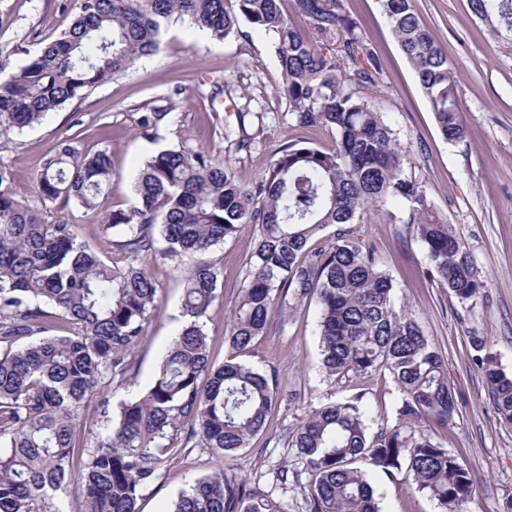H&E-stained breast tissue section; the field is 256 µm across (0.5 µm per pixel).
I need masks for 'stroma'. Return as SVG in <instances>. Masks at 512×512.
<instances>
[{"instance_id": "stroma-1", "label": "stroma", "mask_w": 512, "mask_h": 512, "mask_svg": "<svg viewBox=\"0 0 512 512\" xmlns=\"http://www.w3.org/2000/svg\"><path fill=\"white\" fill-rule=\"evenodd\" d=\"M422 21L445 48L457 81L465 137L442 138L413 68L400 50L377 0H345L359 22L360 45L380 63L375 102L397 132L408 159L406 170L427 191L436 213L470 247L486 284L483 301L460 305L447 289L424 278L427 251L410 225L388 223L375 209L354 224V239L377 249L381 268L391 277L396 312L415 320L444 360L456 410L442 427L425 421L423 430L464 461L476 485L464 512H512V426L496 413L483 372L474 363L472 337L483 338L500 367L512 373V50L475 17L469 0H414ZM77 0H0V62L8 69L26 63L69 27ZM241 35L216 40L189 23L175 21L159 51L128 75L92 89L23 132L0 134V163L12 170L16 198L45 205L49 217H65L80 241L103 257L112 245L100 233L102 213L128 207L142 160L161 149H202L229 160L238 180L251 185L266 171L276 150L288 142L329 150L336 134L323 126L300 127L279 93L281 69L265 32L242 24ZM169 109L156 137L139 135L138 121L148 107ZM259 132L251 151H236L226 133ZM78 148H112L114 175L98 211L77 204L58 209L43 204L38 178L45 160L63 141ZM248 241H228L206 254L221 272L223 297L204 316L212 359L223 362L225 337L235 303L247 283ZM159 284L157 309L133 353L132 378L114 392L115 400L135 399L150 386L172 337L182 327V287L170 261H151ZM319 306L311 300L288 318L273 316L245 361L259 370H276L279 399L266 430L234 460V475L249 487L270 493L281 512H308V475L280 485L279 468L295 469L294 449L276 435L304 420L309 405L346 402L360 396L367 422L378 429L393 419L400 394L383 373L342 380L320 368L317 336ZM206 448H188L170 459L161 477L143 491L139 512H167L195 478L222 466ZM379 512H440L427 494L409 490L404 475L367 472Z\"/></svg>"}]
</instances>
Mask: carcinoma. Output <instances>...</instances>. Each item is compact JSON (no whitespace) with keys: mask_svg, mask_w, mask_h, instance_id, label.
<instances>
[{"mask_svg":"<svg viewBox=\"0 0 512 512\" xmlns=\"http://www.w3.org/2000/svg\"><path fill=\"white\" fill-rule=\"evenodd\" d=\"M284 0H79L60 35L10 72L0 65V128L23 131L94 87L127 74L154 54L174 17L217 39L246 22L271 38L282 90L298 126L336 132V147L282 145L248 187L229 161L192 149L146 157L126 209L100 225L121 262L105 261L78 241L74 225L16 199L12 172L0 166V512H59L55 493L68 490L78 512H139L142 492L170 459L209 448L224 467L195 479L169 512H280L269 495L229 474L231 461L263 432L277 398L274 373L240 361L267 331L274 311L289 314L319 302V347L329 379L387 371L401 398L392 423L370 430L358 405L311 406L280 441L294 448L311 477L310 512H378L364 463L459 512L474 485L457 456L420 431L429 417L446 426L455 413L447 370L420 326L393 306V283L375 247L356 244L352 224L368 205L405 202L427 250V275L459 303L485 285L466 245L439 220L421 183L405 169L397 133L373 103L379 71L374 53L357 67V22L345 0H293L297 14L322 33L342 34L340 54L325 53L293 25ZM392 33L447 141L464 137L448 55L422 22L414 0H378ZM472 13L512 47V0H469ZM354 64L353 69L343 64ZM168 113L141 115L140 133ZM112 183V151L83 153L58 145L39 179L43 202L94 210ZM249 224V282L242 290L220 365L210 355L201 318L222 297L220 271L199 259L210 247L240 238ZM334 228L320 249L311 239ZM164 247H158L159 243ZM174 264L187 324L172 339L156 377L136 400L112 402L113 386L132 375V352L156 309L158 283L147 263ZM494 408L512 425V374L486 343L472 339ZM94 404L106 423L85 418Z\"/></svg>","mask_w":512,"mask_h":512,"instance_id":"obj_1","label":"carcinoma"}]
</instances>
